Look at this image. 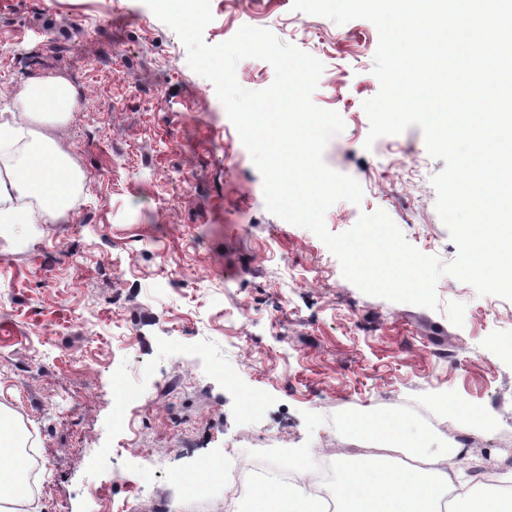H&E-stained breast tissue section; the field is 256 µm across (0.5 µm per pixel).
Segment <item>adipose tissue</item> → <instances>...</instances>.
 <instances>
[{
  "instance_id": "obj_1",
  "label": "adipose tissue",
  "mask_w": 512,
  "mask_h": 512,
  "mask_svg": "<svg viewBox=\"0 0 512 512\" xmlns=\"http://www.w3.org/2000/svg\"><path fill=\"white\" fill-rule=\"evenodd\" d=\"M77 99L63 78H32L16 100L21 118L31 125V141L15 164L0 171V233L25 224H54L71 208L85 176L53 141L36 132L39 124L64 122ZM396 417L386 415L353 421L351 432L368 442L389 441L388 454H355L340 464L336 487L338 512H512V494L484 491L479 481H461L463 448L434 455L426 441L412 443L411 463L396 464L392 434ZM24 429L9 422L0 409V512H20L27 497L28 467L19 453ZM240 512H324L321 503L300 488L272 486L248 494Z\"/></svg>"
}]
</instances>
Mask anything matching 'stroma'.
I'll return each mask as SVG.
<instances>
[{"label":"stroma","mask_w":512,"mask_h":512,"mask_svg":"<svg viewBox=\"0 0 512 512\" xmlns=\"http://www.w3.org/2000/svg\"><path fill=\"white\" fill-rule=\"evenodd\" d=\"M292 4L211 0L203 39L264 28L321 61L312 100L345 124L324 161L363 191L328 209L327 230L381 209L452 261L430 182L445 162L420 128L364 147L376 27ZM57 76L77 106L43 133L87 179L60 223L0 235V407L44 460L30 512H103L101 485L129 512H239L227 490L260 440L268 465L303 473L358 452L347 421L383 411L433 450L461 443L473 469L506 474L512 301L445 275L430 310L346 280L315 233L267 210L213 83L143 0H0V115L20 84ZM143 392L153 412L136 413Z\"/></svg>","instance_id":"35a3bbf8"}]
</instances>
